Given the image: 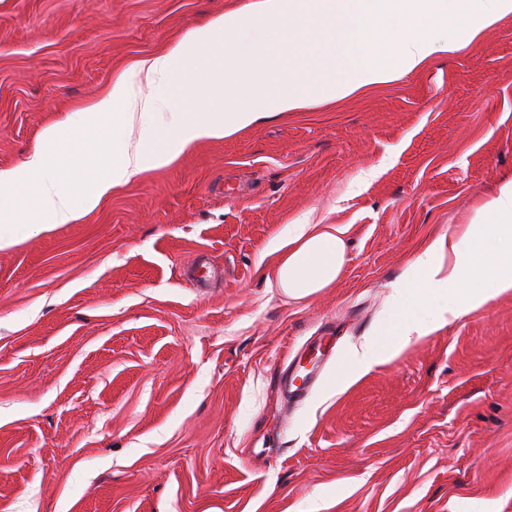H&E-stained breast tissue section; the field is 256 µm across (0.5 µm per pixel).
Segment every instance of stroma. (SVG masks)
<instances>
[{"mask_svg": "<svg viewBox=\"0 0 512 512\" xmlns=\"http://www.w3.org/2000/svg\"><path fill=\"white\" fill-rule=\"evenodd\" d=\"M250 0H0V169ZM512 174V16L393 84L197 145L0 250V512H512V295L344 390L421 245ZM293 224L336 287H271ZM346 224H293L288 236L271 248L276 254L273 281L290 298H303L333 287L347 261Z\"/></svg>", "mask_w": 512, "mask_h": 512, "instance_id": "obj_1", "label": "stroma"}]
</instances>
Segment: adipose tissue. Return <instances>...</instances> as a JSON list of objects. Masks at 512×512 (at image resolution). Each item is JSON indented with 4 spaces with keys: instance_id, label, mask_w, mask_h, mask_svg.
Here are the masks:
<instances>
[{
    "instance_id": "adipose-tissue-1",
    "label": "adipose tissue",
    "mask_w": 512,
    "mask_h": 512,
    "mask_svg": "<svg viewBox=\"0 0 512 512\" xmlns=\"http://www.w3.org/2000/svg\"><path fill=\"white\" fill-rule=\"evenodd\" d=\"M512 15V0H250L213 16L166 51L137 61L21 166L0 169V249L14 224L45 229L94 210L115 188L160 170L204 140L270 117L389 85L474 44ZM155 87L142 94V84ZM167 108L162 124L153 118ZM111 127V148L83 153L87 131ZM81 155L83 180L68 176ZM344 224H295L274 242V285L291 298L333 287L347 261ZM512 294V176L456 234L413 258L389 297L392 315L353 347L352 377Z\"/></svg>"
}]
</instances>
